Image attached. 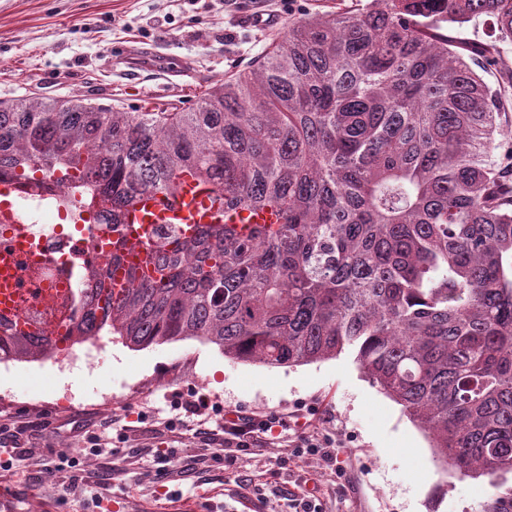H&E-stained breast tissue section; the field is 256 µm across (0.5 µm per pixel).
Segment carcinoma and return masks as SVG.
<instances>
[{
	"label": "carcinoma",
	"instance_id": "carcinoma-1",
	"mask_svg": "<svg viewBox=\"0 0 512 512\" xmlns=\"http://www.w3.org/2000/svg\"><path fill=\"white\" fill-rule=\"evenodd\" d=\"M490 17L488 63L512 44V0H357L310 13L195 107L123 112L79 99L0 100V178L39 171L110 206L189 175L228 210L277 224L152 229L160 277L115 299L86 275L76 339L135 347L198 338L294 366L345 351L420 425L438 459L512 512V74L491 86L441 24ZM0 362L46 356L3 335Z\"/></svg>",
	"mask_w": 512,
	"mask_h": 512
}]
</instances>
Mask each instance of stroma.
<instances>
[{
	"label": "stroma",
	"instance_id": "35a3bbf8",
	"mask_svg": "<svg viewBox=\"0 0 512 512\" xmlns=\"http://www.w3.org/2000/svg\"><path fill=\"white\" fill-rule=\"evenodd\" d=\"M353 0H0V99L25 93L85 99L126 112L195 107L243 69L291 21ZM168 69L151 65L153 53ZM197 393L224 412L286 417L287 440L335 438L338 469L293 446L264 444L198 462L191 440L158 427L174 394ZM0 414L32 423L37 461L0 470V512H289L310 496L319 512H480L493 489L441 465L417 423L350 353L297 366L225 358L184 339L131 349L120 336L75 346L58 361L0 362ZM138 425L104 452L101 419ZM72 482L82 500L62 493Z\"/></svg>",
	"mask_w": 512,
	"mask_h": 512
}]
</instances>
